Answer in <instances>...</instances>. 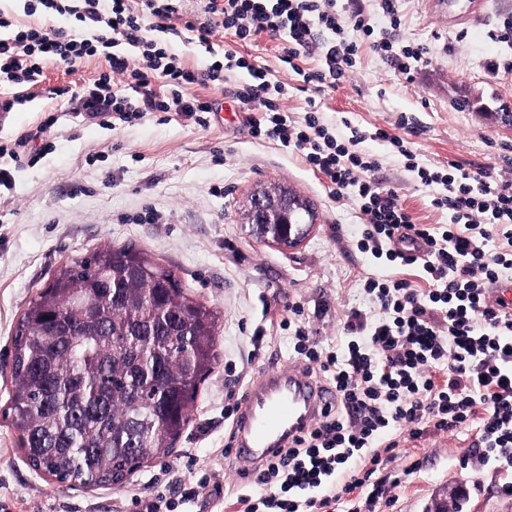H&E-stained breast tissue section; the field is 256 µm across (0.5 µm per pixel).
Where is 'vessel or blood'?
Segmentation results:
<instances>
[{"label":"vessel or blood","mask_w":512,"mask_h":512,"mask_svg":"<svg viewBox=\"0 0 512 512\" xmlns=\"http://www.w3.org/2000/svg\"><path fill=\"white\" fill-rule=\"evenodd\" d=\"M335 403L316 379L298 366L263 370L246 387L233 423L228 463L237 480L273 458Z\"/></svg>","instance_id":"vessel-or-blood-1"}]
</instances>
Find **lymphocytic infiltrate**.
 <instances>
[{"instance_id": "lymphocytic-infiltrate-1", "label": "lymphocytic infiltrate", "mask_w": 512, "mask_h": 512, "mask_svg": "<svg viewBox=\"0 0 512 512\" xmlns=\"http://www.w3.org/2000/svg\"><path fill=\"white\" fill-rule=\"evenodd\" d=\"M182 0H35L28 13L69 14L83 30L16 25L0 10V80L15 86L41 83L52 61L67 66L103 57L106 67L80 88L53 89L76 112L107 124H132L150 112H172L208 123L215 103L208 89L223 87L232 73L248 70L236 98L248 111L253 137L275 141L321 174L335 199L355 193L362 222L357 249L386 257L395 274L367 277L370 310L346 311L343 337L333 346L316 340L301 302L288 303L282 319L293 351L307 370L325 377L336 392L327 412L294 445L268 461L251 480L253 489L201 478L180 486L177 497H132L135 512H176L212 489L235 497L242 512H361L358 491L380 488L370 479L406 440L426 429L452 432L476 424L470 454L484 464L512 469V315L491 299L490 287L512 274V177L457 164L427 167L414 162L404 138L383 129L372 136L408 159L421 183L436 184L434 209L446 224H419L399 195L377 182L379 160L353 150L369 134L355 128L341 140L322 123L316 94L336 88L356 63L361 37L395 71L410 75L425 60L423 48L375 37L359 0H206L204 21L184 20ZM224 32L242 42L266 36L280 41V60L301 77L303 117L284 109L291 86L284 77L231 50L205 68L189 67L168 46L166 35L214 53ZM126 52H119V45ZM318 65L303 68V58Z\"/></svg>"}]
</instances>
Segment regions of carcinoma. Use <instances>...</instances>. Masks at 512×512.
Here are the masks:
<instances>
[{
  "label": "carcinoma",
  "instance_id": "1",
  "mask_svg": "<svg viewBox=\"0 0 512 512\" xmlns=\"http://www.w3.org/2000/svg\"><path fill=\"white\" fill-rule=\"evenodd\" d=\"M254 224L256 238L308 231ZM99 312L82 323L78 308ZM217 312L190 298L174 271L132 246L96 251L57 270L17 322L5 416L37 472L85 487L122 486L169 456L216 360Z\"/></svg>",
  "mask_w": 512,
  "mask_h": 512
}]
</instances>
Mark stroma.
Segmentation results:
<instances>
[{"instance_id":"obj_1","label":"stroma","mask_w":512,"mask_h":512,"mask_svg":"<svg viewBox=\"0 0 512 512\" xmlns=\"http://www.w3.org/2000/svg\"><path fill=\"white\" fill-rule=\"evenodd\" d=\"M442 0H398L399 27H391L377 0H362L377 31L400 44L422 46L427 60L406 77L362 45L350 77L321 95L320 118L338 136L350 126L383 128L405 138L422 166L456 163L468 170H512V71L493 75L484 61L512 56L491 39L512 0H484L481 10L456 24ZM99 58L69 67L47 64L42 85L27 102L0 112V142L35 131L48 113L57 124L49 140L29 143L35 163L11 162L14 185L0 191V412L13 387L10 359L17 321L55 272L99 249L132 245L172 267L186 291L219 314L217 363L200 385L188 427L174 455L151 459L122 487L78 488L35 472L17 431L0 416V508L7 512H131V497L171 487L172 467L182 480L232 472L214 460L225 444L224 406L230 392L262 369L293 363L288 333L280 327L287 303H303L322 343L334 342L345 310L363 308L369 274L388 269L361 254L353 239L360 222L354 198H332L320 176L279 143L255 139L235 91L248 78L235 72L213 96L223 121L199 126L170 112H151L134 124L101 126L77 117L66 99L46 88L75 87L103 69ZM363 153L378 157L373 177L397 191L422 224H445L448 212L432 207L437 186L423 185L390 146L366 140ZM285 185L314 201L318 219L296 248L257 240L242 222V199L256 186ZM268 337L261 358L252 355L256 327ZM476 433L427 431L406 441L399 456L380 465L373 482L385 497L363 512H425L445 488L465 483L462 512H512L503 493L512 470L477 462L469 454Z\"/></svg>"}]
</instances>
